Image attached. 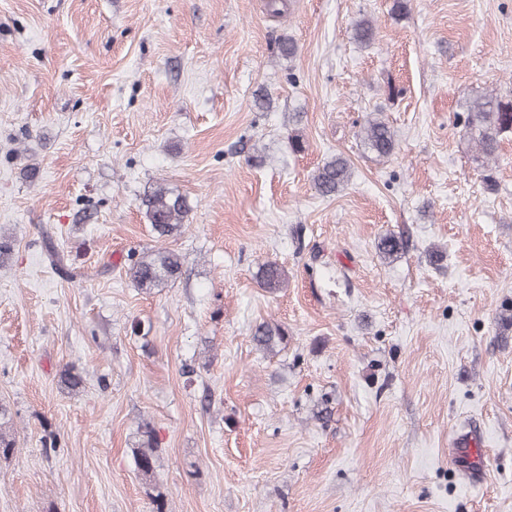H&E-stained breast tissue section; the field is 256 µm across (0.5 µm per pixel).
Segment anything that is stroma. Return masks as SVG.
I'll list each match as a JSON object with an SVG mask.
<instances>
[{
	"mask_svg": "<svg viewBox=\"0 0 512 512\" xmlns=\"http://www.w3.org/2000/svg\"><path fill=\"white\" fill-rule=\"evenodd\" d=\"M286 3L0 0V512H512V134L486 163L463 132L474 98L512 97V0ZM376 110L384 159L358 137ZM335 155L353 176L325 197ZM158 184L190 206L166 241L186 272L147 292L125 262L157 245ZM351 174L349 161L341 155H336L314 170L313 181L321 195L333 196L348 185ZM257 276L259 286L272 292L284 288L287 283L284 270L272 262L263 264L259 268ZM288 330L278 323L262 322L258 324L253 333V341L260 348L273 351V349L287 341ZM139 430L143 436L140 448L135 453V463L137 469L145 476L151 477L155 470L156 463V441L155 433L151 424L147 421L142 422Z\"/></svg>",
	"mask_w": 512,
	"mask_h": 512,
	"instance_id": "1",
	"label": "stroma"
}]
</instances>
